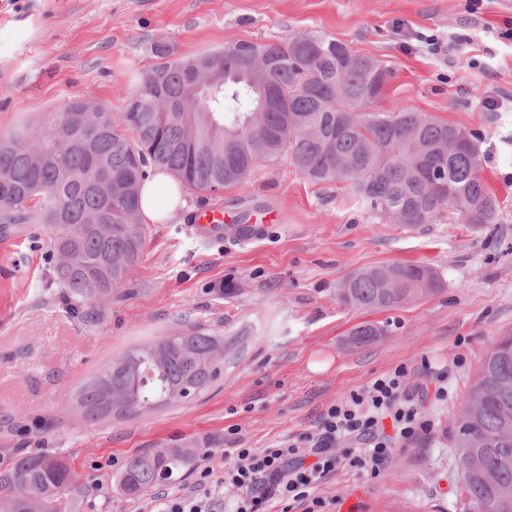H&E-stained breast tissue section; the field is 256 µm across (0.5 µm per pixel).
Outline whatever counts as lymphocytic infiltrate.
<instances>
[{
  "label": "lymphocytic infiltrate",
  "mask_w": 512,
  "mask_h": 512,
  "mask_svg": "<svg viewBox=\"0 0 512 512\" xmlns=\"http://www.w3.org/2000/svg\"><path fill=\"white\" fill-rule=\"evenodd\" d=\"M429 430L407 387V370L398 367L331 405L301 442L284 440L259 453L236 449L216 492L169 499L160 512H272L290 501L304 512H327L316 489L338 465L384 463L399 444Z\"/></svg>",
  "instance_id": "1"
}]
</instances>
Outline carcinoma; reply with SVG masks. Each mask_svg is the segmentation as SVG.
Masks as SVG:
<instances>
[{"mask_svg": "<svg viewBox=\"0 0 512 512\" xmlns=\"http://www.w3.org/2000/svg\"><path fill=\"white\" fill-rule=\"evenodd\" d=\"M124 109L72 100L42 129L0 137V224L52 230L54 282L74 304L122 287L144 244L139 194L147 167L200 192L233 186L287 152L315 183H346L396 224H497L500 202L481 178L474 133L418 112L367 110L392 68L316 32L285 43L240 41L186 56L153 47ZM443 287L430 266L388 263L351 274L339 299L392 309ZM385 327L364 323L361 345ZM230 347L201 327L131 348L78 391L93 420L194 401L224 376ZM453 448L461 512H512V334L481 363L457 415ZM199 448L131 456L115 478L129 497L194 465ZM69 465L42 452L0 468V512H69Z\"/></svg>", "mask_w": 512, "mask_h": 512, "instance_id": "1", "label": "carcinoma"}]
</instances>
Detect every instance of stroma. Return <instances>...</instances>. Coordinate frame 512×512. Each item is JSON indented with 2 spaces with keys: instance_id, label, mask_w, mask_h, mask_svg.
<instances>
[{
  "instance_id": "1",
  "label": "stroma",
  "mask_w": 512,
  "mask_h": 512,
  "mask_svg": "<svg viewBox=\"0 0 512 512\" xmlns=\"http://www.w3.org/2000/svg\"><path fill=\"white\" fill-rule=\"evenodd\" d=\"M512 0H0V134L50 125L69 101L120 112L152 47L187 55L240 41L273 43L318 31L393 70L377 109L411 110L478 133L482 176L501 204L482 227L449 218L408 227L372 213L346 184L313 183L289 155L260 163L217 192L184 190L176 218L145 224L123 286L72 312L51 282L39 224L0 233V465L62 457L71 512H157L159 495L213 489L231 449L256 451L314 432L323 412L403 366L448 372V399L426 405L429 433L376 471L340 466L316 490L336 512H460L451 438L455 413L497 336L512 331ZM494 108H487V99ZM220 225L192 231L197 210ZM432 267L439 292L390 310L344 305L337 290L380 263ZM386 332L357 346L363 323ZM245 341L203 397L135 416L88 421L76 393L136 345L185 326ZM213 449L151 491L128 498L114 477L138 452L179 443Z\"/></svg>"
}]
</instances>
